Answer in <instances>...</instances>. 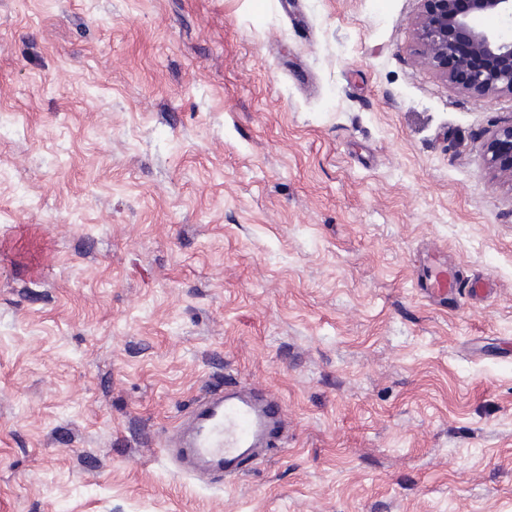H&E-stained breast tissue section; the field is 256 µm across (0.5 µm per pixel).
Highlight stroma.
Listing matches in <instances>:
<instances>
[{
  "instance_id": "1",
  "label": "stroma",
  "mask_w": 512,
  "mask_h": 512,
  "mask_svg": "<svg viewBox=\"0 0 512 512\" xmlns=\"http://www.w3.org/2000/svg\"><path fill=\"white\" fill-rule=\"evenodd\" d=\"M420 7L0 0V512H512V96ZM231 379L286 432L218 486L166 440ZM485 151L490 167L512 183V123L490 133ZM458 285V280L453 272L448 270L446 264H442L438 267L434 279L428 287L430 289L427 291L426 297L430 302L441 306L447 298L448 290L457 288Z\"/></svg>"
}]
</instances>
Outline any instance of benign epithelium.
<instances>
[{"label":"benign epithelium","instance_id":"obj_1","mask_svg":"<svg viewBox=\"0 0 512 512\" xmlns=\"http://www.w3.org/2000/svg\"><path fill=\"white\" fill-rule=\"evenodd\" d=\"M423 2L411 21L419 44L416 63L471 97L512 95V39L475 25L484 15L511 20L512 0H468L464 9L457 0ZM485 151L490 167L512 181V124L491 132Z\"/></svg>","mask_w":512,"mask_h":512}]
</instances>
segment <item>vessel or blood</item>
<instances>
[{
  "mask_svg": "<svg viewBox=\"0 0 512 512\" xmlns=\"http://www.w3.org/2000/svg\"><path fill=\"white\" fill-rule=\"evenodd\" d=\"M458 281L440 265L427 297L443 304ZM284 430L279 397L247 385H233L197 400L169 445L192 460L212 467L215 477L232 481L247 466L276 447Z\"/></svg>",
  "mask_w": 512,
  "mask_h": 512,
  "instance_id": "b4317fda",
  "label": "vessel or blood"
}]
</instances>
